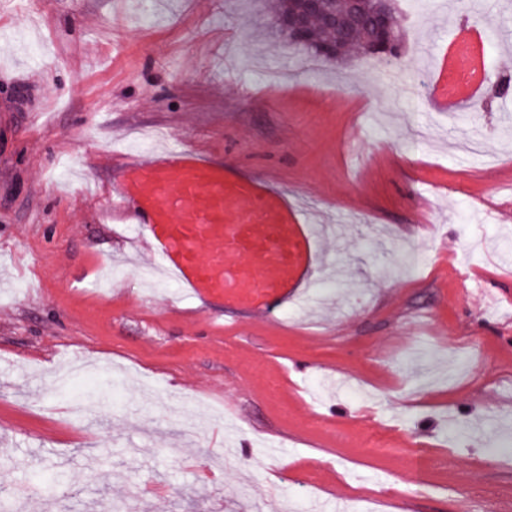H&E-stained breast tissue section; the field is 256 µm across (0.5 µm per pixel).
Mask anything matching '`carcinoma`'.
<instances>
[{"label": "carcinoma", "mask_w": 512, "mask_h": 512, "mask_svg": "<svg viewBox=\"0 0 512 512\" xmlns=\"http://www.w3.org/2000/svg\"><path fill=\"white\" fill-rule=\"evenodd\" d=\"M273 13L277 31L288 42L300 47L305 55L328 60L330 53H335V61L344 62L353 54H364L384 58L390 63L399 57V51L387 50L379 46L381 33L378 21L382 12H388L395 18L393 0H363L362 15L358 23L346 22L333 24L331 16L340 12L338 0H323L319 11L308 16L306 33L297 37L288 29L286 19L301 10L300 0H268ZM493 99L506 98L512 94V77L499 74L489 87Z\"/></svg>", "instance_id": "carcinoma-1"}]
</instances>
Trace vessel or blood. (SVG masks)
Segmentation results:
<instances>
[{
  "mask_svg": "<svg viewBox=\"0 0 512 512\" xmlns=\"http://www.w3.org/2000/svg\"><path fill=\"white\" fill-rule=\"evenodd\" d=\"M114 203L129 214L147 261L158 262L187 295L264 311L321 270L314 225L299 223L288 197L222 164L172 147L126 163Z\"/></svg>",
  "mask_w": 512,
  "mask_h": 512,
  "instance_id": "obj_1",
  "label": "vessel or blood"
}]
</instances>
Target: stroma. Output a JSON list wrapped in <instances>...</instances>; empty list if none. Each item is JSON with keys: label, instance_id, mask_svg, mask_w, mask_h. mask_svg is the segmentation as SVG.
<instances>
[{"label": "stroma", "instance_id": "1", "mask_svg": "<svg viewBox=\"0 0 512 512\" xmlns=\"http://www.w3.org/2000/svg\"><path fill=\"white\" fill-rule=\"evenodd\" d=\"M401 58L305 62L261 0H0V482L10 512H489L512 501V99L448 126L459 22L512 72V0H397ZM337 226L268 314L146 290L112 222L133 129ZM114 265L108 281L103 266ZM474 351L457 373V344ZM72 385L94 401L60 397ZM63 472L68 482L52 481ZM282 489L271 492L267 478Z\"/></svg>", "mask_w": 512, "mask_h": 512}]
</instances>
